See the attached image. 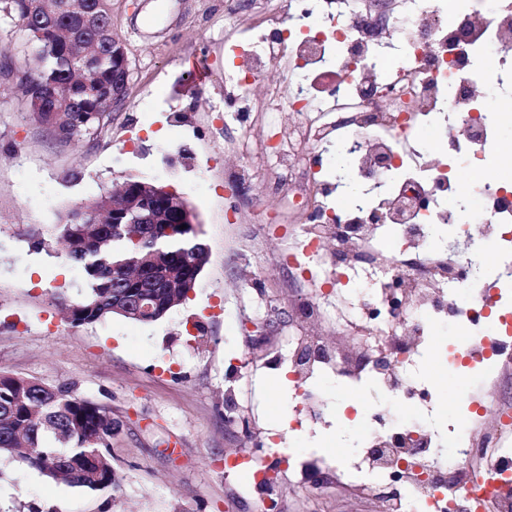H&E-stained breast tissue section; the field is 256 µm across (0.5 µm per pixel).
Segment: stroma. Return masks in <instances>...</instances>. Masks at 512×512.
<instances>
[{
    "label": "stroma",
    "instance_id": "1",
    "mask_svg": "<svg viewBox=\"0 0 512 512\" xmlns=\"http://www.w3.org/2000/svg\"><path fill=\"white\" fill-rule=\"evenodd\" d=\"M112 24L132 75L124 103L108 108L93 140L56 139L22 112L20 53H0V371L68 387L107 409L120 424L112 438L115 483L90 492L45 480L27 465L0 460V506L37 504L54 512H259L277 497L280 512H375L334 484L311 493L273 490L224 467V456L273 432L282 447L318 454L338 433L347 456L358 437L343 419L353 392L335 376L309 391L327 399L323 419L292 431L298 398L288 388V341L308 332L299 298L321 280L323 260L288 256L300 245L305 213L299 193L308 172L289 183L276 174L265 140L239 136L243 125L286 129L288 116L262 109L268 87L297 75L271 64L252 90V112L224 118V40L239 34L224 0H112ZM202 63L206 80L191 78ZM252 181L232 193V165ZM139 177L174 189L195 209L208 262L187 299L145 325L120 317L75 327L63 312L83 288L82 272L64 258L35 249L32 230L58 223L64 207L99 197ZM262 215L256 224L254 215ZM280 309L264 331L255 308ZM432 378L434 422L455 423L459 405L489 388L512 397V371L495 382L463 384L446 368L442 348L417 362Z\"/></svg>",
    "mask_w": 512,
    "mask_h": 512
}]
</instances>
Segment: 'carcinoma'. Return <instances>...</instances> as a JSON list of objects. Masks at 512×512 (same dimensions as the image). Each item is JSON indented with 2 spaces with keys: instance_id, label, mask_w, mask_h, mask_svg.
<instances>
[{
  "instance_id": "cac0c4a2",
  "label": "carcinoma",
  "mask_w": 512,
  "mask_h": 512,
  "mask_svg": "<svg viewBox=\"0 0 512 512\" xmlns=\"http://www.w3.org/2000/svg\"><path fill=\"white\" fill-rule=\"evenodd\" d=\"M0 20L7 44L17 43L36 61L35 69L20 77L21 109L47 107L61 113L50 132L66 141L96 135L106 109L112 105V0H0ZM346 149L334 150L332 174L344 187V200L362 193L346 165ZM88 206L84 224L74 223L67 210L59 224L36 234V248L61 246L58 255L79 265L85 274L81 296L68 305L70 324H94L112 316V280L122 278L116 264L160 251L178 276L177 301L196 288L208 253L195 245L178 224L165 234H142L130 224L123 236L112 225L99 223ZM119 424L102 406L85 400L67 387L0 373V457L22 462L54 481L90 491L112 486V437Z\"/></svg>"
}]
</instances>
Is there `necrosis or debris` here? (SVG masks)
Returning a JSON list of instances; mask_svg holds the SVG:
<instances>
[{"label":"necrosis or debris","mask_w":512,"mask_h":512,"mask_svg":"<svg viewBox=\"0 0 512 512\" xmlns=\"http://www.w3.org/2000/svg\"><path fill=\"white\" fill-rule=\"evenodd\" d=\"M293 8L320 26L247 23L225 44L235 61L225 84L247 107L268 62L302 72L295 90L270 95L269 110L300 130L318 112L320 141L349 143L360 180L397 176L365 199L315 208L301 230L303 249L332 252L336 270L301 308L314 333L291 342L288 374L299 388L325 374L378 388L359 422L367 468L341 457L323 478L375 500L379 512H512V475L501 473L512 464V403H474L447 446L417 416L411 373L441 324L457 337L448 347L454 370L512 368V348L500 341L512 333V313L499 309V295L485 297L476 273L494 256L512 265V186L464 185L455 174L461 164L493 169L500 157L512 114L494 112L488 97L512 93V0L493 14L486 0L462 9L401 0L397 18L367 0ZM439 224L457 230L465 249L434 248ZM333 293L345 300L347 325L330 339L318 329Z\"/></svg>","instance_id":"necrosis-or-debris-1"}]
</instances>
